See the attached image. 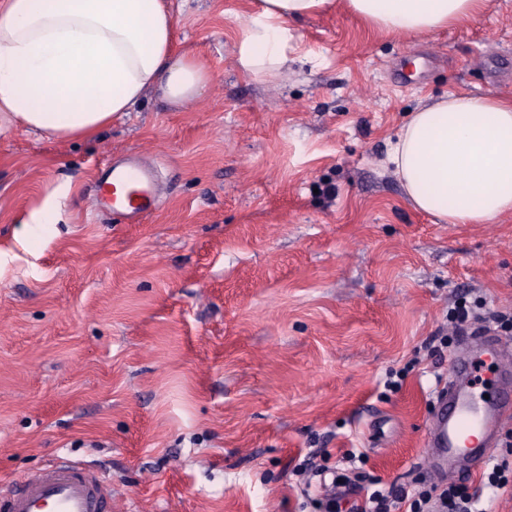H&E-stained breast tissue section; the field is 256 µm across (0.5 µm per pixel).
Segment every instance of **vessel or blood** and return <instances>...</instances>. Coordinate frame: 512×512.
I'll return each mask as SVG.
<instances>
[{"instance_id": "vessel-or-blood-1", "label": "vessel or blood", "mask_w": 512, "mask_h": 512, "mask_svg": "<svg viewBox=\"0 0 512 512\" xmlns=\"http://www.w3.org/2000/svg\"><path fill=\"white\" fill-rule=\"evenodd\" d=\"M94 197L98 210L122 214L132 224L140 223L159 205L149 172L122 168L108 159ZM489 359L502 372L512 371V347L482 336H467L463 349L452 355L448 381L435 395L441 415L423 442L437 456L464 448L471 437L484 441L512 417L511 395L500 391L488 398L477 390L479 372ZM0 512H112V491L91 468L53 464L1 496Z\"/></svg>"}]
</instances>
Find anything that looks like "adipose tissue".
<instances>
[{"mask_svg":"<svg viewBox=\"0 0 512 512\" xmlns=\"http://www.w3.org/2000/svg\"><path fill=\"white\" fill-rule=\"evenodd\" d=\"M343 2L390 35L475 22L486 0H252L234 56L241 74L277 78L292 21ZM169 0H0V134L21 127L54 140L91 139L147 92L180 109L212 74L177 51ZM406 200L440 224L512 215V98L452 92L412 113L389 156Z\"/></svg>","mask_w":512,"mask_h":512,"instance_id":"adipose-tissue-1","label":"adipose tissue"}]
</instances>
